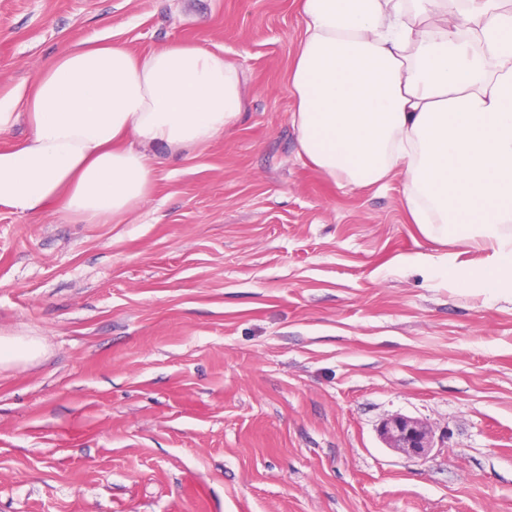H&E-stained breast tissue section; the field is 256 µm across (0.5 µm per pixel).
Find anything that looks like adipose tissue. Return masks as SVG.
<instances>
[{"mask_svg": "<svg viewBox=\"0 0 512 512\" xmlns=\"http://www.w3.org/2000/svg\"><path fill=\"white\" fill-rule=\"evenodd\" d=\"M503 0H299L289 75L299 154L354 188L403 176L401 204L446 246L449 287L512 294V9ZM237 65L180 42L60 47L0 96V208L83 224L150 197L160 153L209 144L242 116ZM26 133L15 137L17 126ZM483 254L474 267L468 251Z\"/></svg>", "mask_w": 512, "mask_h": 512, "instance_id": "ef3b65f1", "label": "adipose tissue"}]
</instances>
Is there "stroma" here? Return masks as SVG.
<instances>
[{
    "instance_id": "obj_1",
    "label": "stroma",
    "mask_w": 512,
    "mask_h": 512,
    "mask_svg": "<svg viewBox=\"0 0 512 512\" xmlns=\"http://www.w3.org/2000/svg\"><path fill=\"white\" fill-rule=\"evenodd\" d=\"M297 4L0 0V96L110 36L221 51L244 99L121 223L0 209V337L40 349L0 365V512H512V297L447 286L400 178L299 156ZM379 435L387 448L425 460L435 447L434 435L421 420L397 414L385 419Z\"/></svg>"
}]
</instances>
